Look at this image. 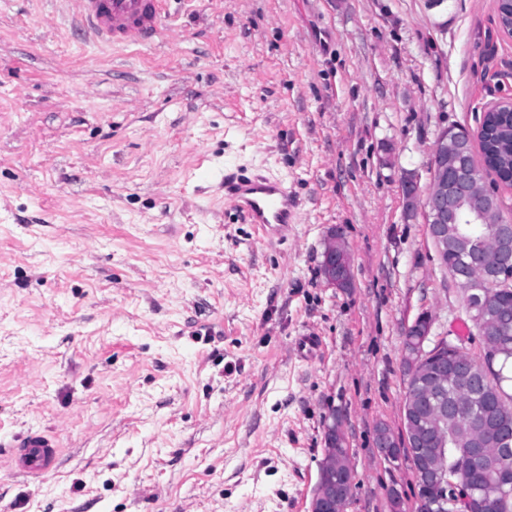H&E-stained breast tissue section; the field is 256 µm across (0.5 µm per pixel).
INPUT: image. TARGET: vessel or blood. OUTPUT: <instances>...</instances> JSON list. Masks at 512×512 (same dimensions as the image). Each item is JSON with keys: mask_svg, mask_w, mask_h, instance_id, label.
Returning <instances> with one entry per match:
<instances>
[{"mask_svg": "<svg viewBox=\"0 0 512 512\" xmlns=\"http://www.w3.org/2000/svg\"><path fill=\"white\" fill-rule=\"evenodd\" d=\"M165 0H80L75 15L85 37L109 46L143 45L161 37ZM224 195L245 213L251 223L270 227L285 225L295 215L288 191L281 181L230 174L224 178ZM58 448L53 437L31 432L18 443L10 469L26 477H42L57 464Z\"/></svg>", "mask_w": 512, "mask_h": 512, "instance_id": "b4317fda", "label": "vessel or blood"}]
</instances>
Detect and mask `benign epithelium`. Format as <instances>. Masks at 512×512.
I'll list each match as a JSON object with an SVG mask.
<instances>
[{"label":"benign epithelium","instance_id":"7a95c632","mask_svg":"<svg viewBox=\"0 0 512 512\" xmlns=\"http://www.w3.org/2000/svg\"><path fill=\"white\" fill-rule=\"evenodd\" d=\"M498 198V188L486 184L481 175L469 167L465 146L448 134L441 133L433 147L431 182L424 199L428 231L437 254L442 258L448 247H453L469 258V265L478 264L505 285L512 283V264L504 265V255L512 238V225L504 223L502 214L485 205V201ZM468 216L470 224H493L495 232L475 242L458 232L462 215ZM322 274L327 284L340 290L352 285L351 256L343 234L334 227L326 235ZM472 298V308L491 306L490 294L484 284L474 283L466 289ZM411 326L421 327L415 338L409 362V380L414 393L403 409L406 429L404 447H399L393 432L378 436L375 442L378 456L388 463L401 459L403 448H408L416 461L413 470L416 488L435 485L441 493L440 500L448 501L452 512H490V494L476 493L456 483L444 481L448 471V425L459 420V407L448 401H440L432 408L428 426L421 428L422 407L426 399L445 389L455 387L477 388L483 378L476 364L497 354V345L482 338L483 349L479 356L467 355L451 361L428 352L432 317L419 314ZM470 437L465 444L479 454L493 451L500 472L512 470V448L504 447L497 430L465 415ZM350 482L339 483L336 492L313 502V512H342L339 498Z\"/></svg>","mask_w":512,"mask_h":512}]
</instances>
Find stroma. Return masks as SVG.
I'll return each mask as SVG.
<instances>
[{
  "label": "stroma",
  "mask_w": 512,
  "mask_h": 512,
  "mask_svg": "<svg viewBox=\"0 0 512 512\" xmlns=\"http://www.w3.org/2000/svg\"><path fill=\"white\" fill-rule=\"evenodd\" d=\"M75 10L0 0V512H311L335 422L344 512L414 499L375 449L404 432V332L471 316L403 183L512 97L494 0H167L172 36L112 49ZM236 170L296 222L248 223ZM35 431L55 469L11 474ZM224 197L244 212L251 224L267 228L272 224L284 226L295 219L288 191L279 180L224 175ZM351 256L340 229L331 228L326 235L322 274L330 287L344 290L352 285Z\"/></svg>",
  "instance_id": "obj_1"
}]
</instances>
